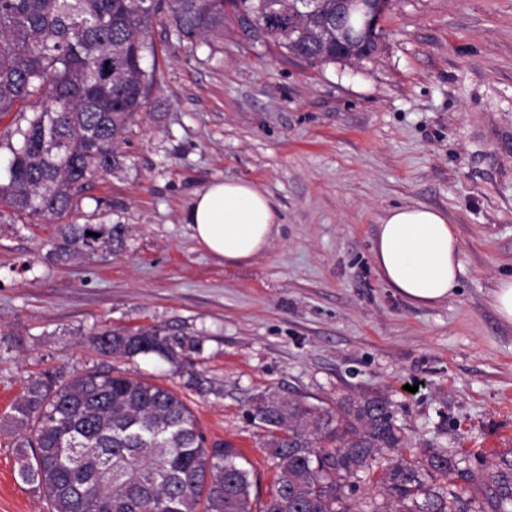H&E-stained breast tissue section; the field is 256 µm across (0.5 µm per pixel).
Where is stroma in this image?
Listing matches in <instances>:
<instances>
[{
  "label": "stroma",
  "mask_w": 512,
  "mask_h": 512,
  "mask_svg": "<svg viewBox=\"0 0 512 512\" xmlns=\"http://www.w3.org/2000/svg\"><path fill=\"white\" fill-rule=\"evenodd\" d=\"M378 52L315 66L248 35L180 38L160 16L146 106L122 170L81 195V224H124L125 244L55 260L56 226L0 204V512H47L17 475L9 418L28 379L121 371L177 392L207 441H228L267 498L275 468L251 419L263 397L340 417L381 394L411 452L458 451L473 470L512 459V325L491 303L512 276V0H394ZM276 201L267 249L227 264L187 215L214 179ZM425 204L464 254L450 301L418 305L372 262L387 209ZM162 325L201 340L187 374L155 355L104 356L98 327ZM379 457L345 500L389 506Z\"/></svg>",
  "instance_id": "obj_1"
}]
</instances>
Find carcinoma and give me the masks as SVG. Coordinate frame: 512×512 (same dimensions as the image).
Returning a JSON list of instances; mask_svg holds the SVG:
<instances>
[{
	"label": "carcinoma",
	"mask_w": 512,
	"mask_h": 512,
	"mask_svg": "<svg viewBox=\"0 0 512 512\" xmlns=\"http://www.w3.org/2000/svg\"><path fill=\"white\" fill-rule=\"evenodd\" d=\"M167 8L185 39L224 27V15L255 39L311 64L320 62L321 31L340 24L357 33L353 48L370 57L376 43L353 12L327 10L297 36L298 0H0V114L35 96L25 125L5 134L11 154L0 204L39 220L74 210L85 187L123 165L119 143L145 106L153 76L143 68L148 37ZM124 224L58 225L60 262L117 251ZM102 355L155 354L193 365L201 342L162 327L92 333ZM19 430L18 477L43 494L48 512H351L344 488L384 451L404 440L387 399L363 396L331 427L328 412L269 395L253 417L268 431L276 466L266 501L253 507L251 472L227 441L206 443L178 394L124 372H88L63 383L53 373L28 382L12 404ZM442 448L400 459L383 476L392 512H486L459 492L432 491L428 480L458 475L493 491L492 512L512 505V476L475 473Z\"/></svg>",
	"instance_id": "cac0c4a2"
}]
</instances>
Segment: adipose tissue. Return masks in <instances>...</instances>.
<instances>
[{
    "instance_id": "ef3b65f1",
    "label": "adipose tissue",
    "mask_w": 512,
    "mask_h": 512,
    "mask_svg": "<svg viewBox=\"0 0 512 512\" xmlns=\"http://www.w3.org/2000/svg\"><path fill=\"white\" fill-rule=\"evenodd\" d=\"M277 218L275 201L254 185L217 180L194 198L188 225L198 244L236 264L268 246ZM372 261L389 287L424 305L453 299L464 269L462 246L447 215L423 205L387 212L377 229Z\"/></svg>"
}]
</instances>
